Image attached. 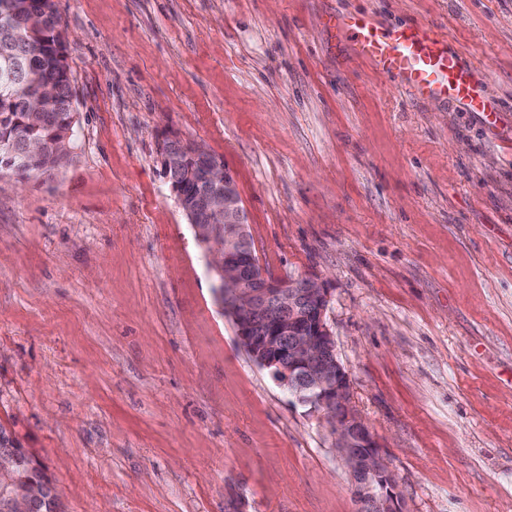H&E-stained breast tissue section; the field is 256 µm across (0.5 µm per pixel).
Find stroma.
<instances>
[{
  "instance_id": "obj_1",
  "label": "stroma",
  "mask_w": 512,
  "mask_h": 512,
  "mask_svg": "<svg viewBox=\"0 0 512 512\" xmlns=\"http://www.w3.org/2000/svg\"><path fill=\"white\" fill-rule=\"evenodd\" d=\"M77 124L0 174V425L61 512H358L326 422L240 344L166 179L232 173L260 267L312 276L402 512H512V0H56ZM422 21L495 123L422 100L329 15Z\"/></svg>"
}]
</instances>
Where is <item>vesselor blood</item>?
Listing matches in <instances>:
<instances>
[{
  "mask_svg": "<svg viewBox=\"0 0 512 512\" xmlns=\"http://www.w3.org/2000/svg\"><path fill=\"white\" fill-rule=\"evenodd\" d=\"M327 26L358 57L417 97L452 101L474 112H496L472 65L434 27L418 21L384 26L364 14L332 15Z\"/></svg>",
  "mask_w": 512,
  "mask_h": 512,
  "instance_id": "1",
  "label": "vessel or blood"
}]
</instances>
